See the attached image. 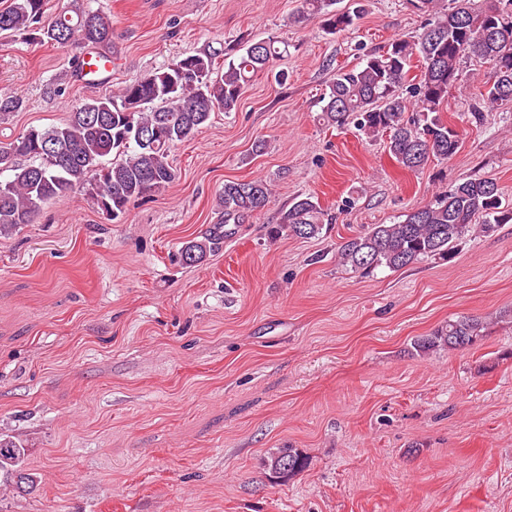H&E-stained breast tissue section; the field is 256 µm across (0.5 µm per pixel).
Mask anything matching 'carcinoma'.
<instances>
[{
  "mask_svg": "<svg viewBox=\"0 0 512 512\" xmlns=\"http://www.w3.org/2000/svg\"><path fill=\"white\" fill-rule=\"evenodd\" d=\"M415 0L416 8L437 15L416 36L392 41L359 66L336 70L323 93L327 121H352L363 133L386 137L389 154L403 167L420 170L433 159L457 153L461 134L440 112L448 91L457 84L460 65L477 59L488 65L480 100L470 120L480 125L484 109L512 103V0ZM338 0H301L300 14L321 18L331 30L354 23L356 15L336 8ZM46 0H11L0 10V34L27 42L69 45L72 34L96 53H110L112 18L103 11L73 3L48 18ZM278 54L273 41H246L224 53L202 49L122 86L118 92L88 98L60 126L30 128L0 146V235L33 223L41 207L81 192L111 220L127 205L159 191L176 178L170 153L210 121L215 112L233 111L251 78L270 68ZM419 78L406 83L412 60ZM406 92H400V89ZM25 106L22 96L0 93V123ZM112 161H107V157ZM271 203L266 181H227L220 197L223 215L199 239L185 243L181 258L189 266L203 263L224 243V224L263 210ZM323 212L310 196H297L271 234L311 238L321 234ZM512 222V207L503 204L498 184L470 178L436 193L424 206L395 224H373L339 247L340 260L366 274L378 267L399 270L424 259L449 261L471 232L491 234ZM485 322L460 315L414 341L417 353L460 349L476 344ZM25 449L0 435V479L33 482L21 473ZM308 458L294 448L268 453L265 468L274 479L304 471Z\"/></svg>",
  "mask_w": 512,
  "mask_h": 512,
  "instance_id": "obj_1",
  "label": "carcinoma"
}]
</instances>
